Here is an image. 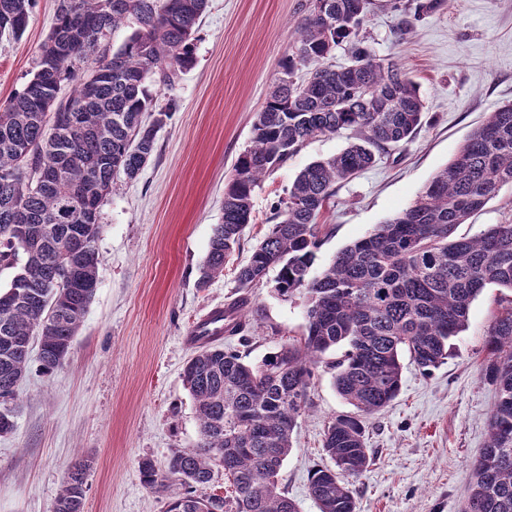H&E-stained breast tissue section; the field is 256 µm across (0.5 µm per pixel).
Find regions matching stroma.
I'll list each match as a JSON object with an SVG mask.
<instances>
[{"instance_id":"stroma-1","label":"stroma","mask_w":512,"mask_h":512,"mask_svg":"<svg viewBox=\"0 0 512 512\" xmlns=\"http://www.w3.org/2000/svg\"><path fill=\"white\" fill-rule=\"evenodd\" d=\"M307 0H209L195 63L173 85L153 84L159 101L178 103L135 180L117 175L101 210L99 282L64 364L44 372L38 358L18 390L13 433L0 436V512H51L66 472L90 458L85 512H165L167 493L147 488L138 465L165 468L198 438L194 402L182 381L194 351L189 332L238 295L236 268L270 229V217L296 175L339 153L351 133L317 137L252 196L248 225L223 275L199 286L198 268L221 217L224 189L250 143L256 113L282 73ZM57 0H35L20 39L0 38V106L33 76ZM389 8L366 22L374 52L398 61L418 82L425 105L416 137L341 185L320 222L324 238L313 273L345 246L408 207L490 112L512 102V0H445L398 31ZM274 276L250 291L243 337L225 348L245 361L305 332V300L281 298ZM501 292L485 289L448 359L422 373L402 356L401 387L369 421L375 460L351 488L357 512H460L473 460L488 441L497 395L482 379L485 331ZM340 350L325 354L297 420L279 485L300 512H319L311 472L328 465L324 431L350 405L336 392Z\"/></svg>"}]
</instances>
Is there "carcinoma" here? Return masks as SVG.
Wrapping results in <instances>:
<instances>
[{"label": "carcinoma", "instance_id": "obj_1", "mask_svg": "<svg viewBox=\"0 0 512 512\" xmlns=\"http://www.w3.org/2000/svg\"><path fill=\"white\" fill-rule=\"evenodd\" d=\"M39 47L35 72L0 106V413L14 418L32 337L50 372L69 357L96 289L71 288L74 272L99 281L96 241L101 207L122 172L136 178L155 151L158 130L177 104L158 102L151 85H170L195 62L194 40L209 0H69ZM441 0L415 7L391 0L408 26ZM34 0H0V36L19 37ZM374 0H311L299 37L265 104L256 113L250 145L238 156L224 190L221 221L214 225L199 267V284L223 274L245 229L253 223L252 196L261 179L285 165L305 144L350 130L342 152L311 162L274 207L265 238L239 268L242 295L213 316L225 322L204 337L183 371L199 435L195 447L174 454L166 471L139 464L143 483L166 491V512H299L278 487L293 449V432L322 355L344 348L334 362V386L354 411L324 432L331 464L308 483L319 512H356L350 479L373 462L367 420L400 390L401 353L424 373L448 358L449 340L468 327L473 302L487 288L512 292V219L487 224L471 237L455 235L503 187L512 186V103L488 114L448 164L406 209L378 225L310 276L322 239L319 218L336 186L356 178L382 154L410 142L421 129L419 84L395 60L369 44L365 24ZM130 21L122 46L110 35ZM83 24L99 31L97 45L72 48ZM347 51L344 66L328 63ZM112 57V66L105 64ZM96 65L84 68L89 58ZM66 81L72 93L59 96ZM38 182L31 190L27 179ZM285 299L305 297V334L251 364L217 338L243 329L249 292L271 270ZM481 376L495 386L488 442L472 463L474 480L461 512H512V295L500 300L486 331ZM224 464L232 497L195 494ZM90 464L74 463L53 512H85Z\"/></svg>", "mask_w": 512, "mask_h": 512}]
</instances>
